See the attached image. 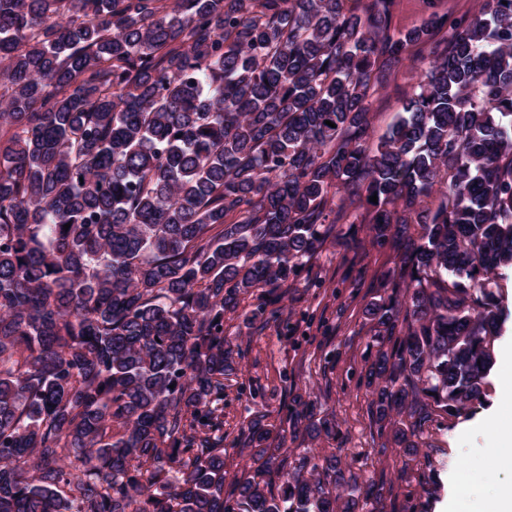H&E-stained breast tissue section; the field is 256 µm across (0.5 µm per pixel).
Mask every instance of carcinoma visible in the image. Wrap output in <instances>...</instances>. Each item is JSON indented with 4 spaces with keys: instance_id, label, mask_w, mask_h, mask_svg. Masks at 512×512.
<instances>
[{
    "instance_id": "1",
    "label": "carcinoma",
    "mask_w": 512,
    "mask_h": 512,
    "mask_svg": "<svg viewBox=\"0 0 512 512\" xmlns=\"http://www.w3.org/2000/svg\"><path fill=\"white\" fill-rule=\"evenodd\" d=\"M348 2L0 0V512H384L334 455L273 486L260 411L224 499V315L260 290L247 319L276 318L330 239L395 253L368 415L434 484L410 465L482 403L512 269V0L404 31ZM417 71L406 64L399 67L388 77L387 85L375 95L373 104L370 142L386 131L395 115L401 109L402 100L415 83Z\"/></svg>"
}]
</instances>
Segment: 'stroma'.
Listing matches in <instances>:
<instances>
[{"label":"stroma","instance_id":"1","mask_svg":"<svg viewBox=\"0 0 512 512\" xmlns=\"http://www.w3.org/2000/svg\"><path fill=\"white\" fill-rule=\"evenodd\" d=\"M479 0H395L393 24L407 30L430 11L472 15ZM417 71L404 65L392 72L374 98L371 138H378L401 109ZM390 249L366 244L364 255H343L327 244L313 258L279 304L278 320L259 326L225 315L224 336L240 355L234 375L224 381V439L247 432L255 411L266 425L286 422L297 399L316 403L319 417L335 421L336 435L320 438L317 448H341V461L363 479L382 486L393 512H448L453 484L466 477L485 489L512 483V470L487 466L489 417L512 423V406L499 399L500 378L512 373V271H505L501 293L509 315L494 341L496 362L488 378L485 404L434 426L438 485L426 492L399 477L394 450H380V438L367 414L364 359L370 325L363 315L377 278L391 267Z\"/></svg>","mask_w":512,"mask_h":512}]
</instances>
